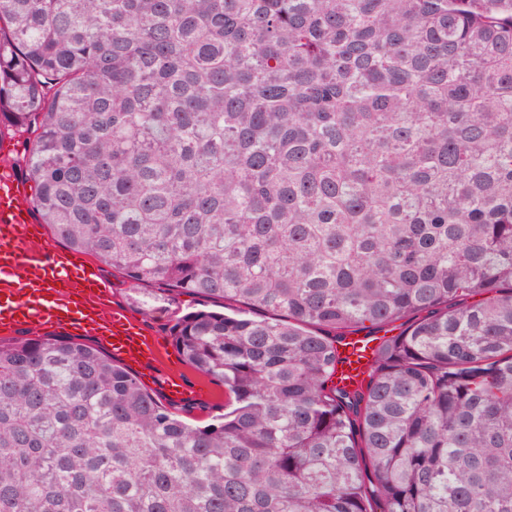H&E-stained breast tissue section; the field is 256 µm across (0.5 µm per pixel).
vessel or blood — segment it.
<instances>
[{
	"mask_svg": "<svg viewBox=\"0 0 512 512\" xmlns=\"http://www.w3.org/2000/svg\"><path fill=\"white\" fill-rule=\"evenodd\" d=\"M30 205L18 178L0 171V334L26 326L32 332L85 334L109 345L129 367L145 368L164 354L131 315L109 310L107 285L97 272L74 269L72 253L39 248ZM373 345L366 336H346L338 346L336 377L355 389L362 385Z\"/></svg>",
	"mask_w": 512,
	"mask_h": 512,
	"instance_id": "b4317fda",
	"label": "vessel or blood"
}]
</instances>
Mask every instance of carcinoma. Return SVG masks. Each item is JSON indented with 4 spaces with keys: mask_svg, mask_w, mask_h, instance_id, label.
I'll use <instances>...</instances> for the list:
<instances>
[{
    "mask_svg": "<svg viewBox=\"0 0 512 512\" xmlns=\"http://www.w3.org/2000/svg\"><path fill=\"white\" fill-rule=\"evenodd\" d=\"M4 125L145 316L233 315L171 326L203 427L0 340V512H512V0H0ZM373 340L367 336H346L338 346L340 362L336 378L351 389L360 387L371 353Z\"/></svg>",
    "mask_w": 512,
    "mask_h": 512,
    "instance_id": "carcinoma-1",
    "label": "carcinoma"
}]
</instances>
